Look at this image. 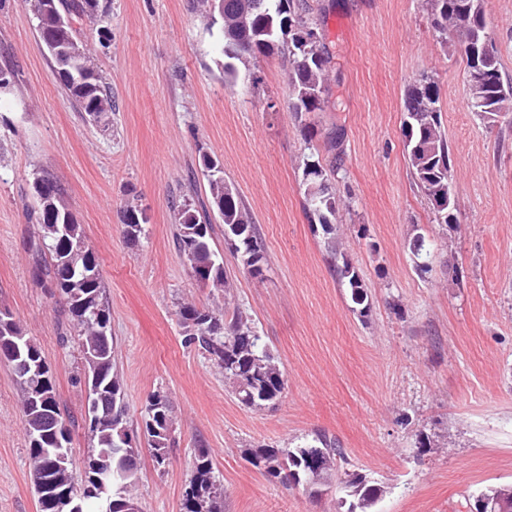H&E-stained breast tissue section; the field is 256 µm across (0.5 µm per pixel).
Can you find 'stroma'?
I'll use <instances>...</instances> for the list:
<instances>
[{"instance_id": "35a3bbf8", "label": "stroma", "mask_w": 512, "mask_h": 512, "mask_svg": "<svg viewBox=\"0 0 512 512\" xmlns=\"http://www.w3.org/2000/svg\"><path fill=\"white\" fill-rule=\"evenodd\" d=\"M306 3L331 58L309 140L288 110L283 52L226 81L196 0H99L98 23H78L116 106L97 117L54 77L26 0H7L0 67L17 82L0 106V309L42 349L73 422V477L82 480V359L61 303L32 276L30 249L41 241L32 184L48 177L99 258L128 425L140 424L150 393L173 402L168 466L155 470L146 452L139 461L141 512H180L200 448L224 512H345L337 480L314 497L247 460L252 448L292 449L319 432L340 441L339 471L383 486L376 512H473L475 492L512 485V118L489 123L471 112L460 51L436 37L423 0ZM483 8L512 81V0ZM424 74L439 86L452 158L457 221L448 226L436 222L403 148L405 91ZM337 130L333 254L309 222L302 169L311 153L331 160ZM205 154L220 159L268 262L263 278L250 277L215 223L229 296L199 286L176 242L175 207L208 196ZM128 204L146 218L134 241L123 233ZM417 233L431 252L425 272L408 247ZM338 254L364 278L366 314L336 277ZM227 300L280 362L286 391L274 407L242 406L222 369L184 344L180 306ZM20 398L0 360V512H40Z\"/></svg>"}]
</instances>
